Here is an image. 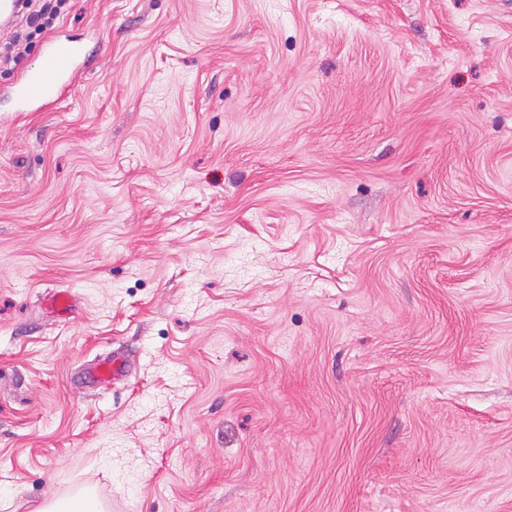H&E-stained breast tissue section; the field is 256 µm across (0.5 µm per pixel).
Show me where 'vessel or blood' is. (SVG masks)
Listing matches in <instances>:
<instances>
[{
  "mask_svg": "<svg viewBox=\"0 0 512 512\" xmlns=\"http://www.w3.org/2000/svg\"><path fill=\"white\" fill-rule=\"evenodd\" d=\"M86 61L84 44L63 35L50 37L37 65L24 72L6 92L19 112H35L63 101ZM129 366L122 355L98 360L84 372L86 378L106 384L126 377Z\"/></svg>",
  "mask_w": 512,
  "mask_h": 512,
  "instance_id": "b4317fda",
  "label": "vessel or blood"
}]
</instances>
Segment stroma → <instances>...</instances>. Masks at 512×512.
<instances>
[{
    "instance_id": "1",
    "label": "stroma",
    "mask_w": 512,
    "mask_h": 512,
    "mask_svg": "<svg viewBox=\"0 0 512 512\" xmlns=\"http://www.w3.org/2000/svg\"><path fill=\"white\" fill-rule=\"evenodd\" d=\"M52 33L97 60L0 101V512H512V0H69L1 90ZM129 366L122 355H111L98 360L84 372V377L95 382L106 384L128 376Z\"/></svg>"
}]
</instances>
